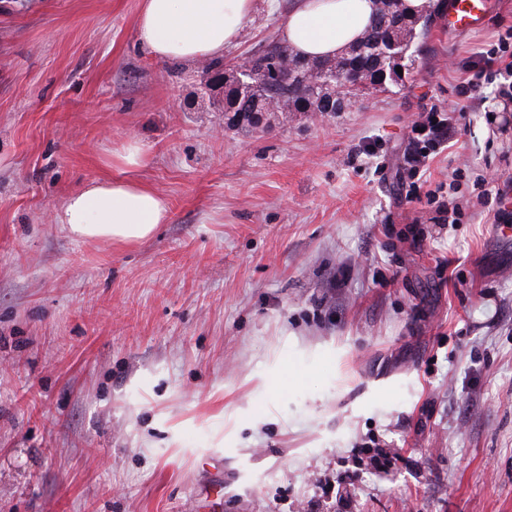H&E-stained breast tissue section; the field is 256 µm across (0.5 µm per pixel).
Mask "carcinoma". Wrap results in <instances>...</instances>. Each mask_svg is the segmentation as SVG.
I'll return each mask as SVG.
<instances>
[{
  "label": "carcinoma",
  "mask_w": 512,
  "mask_h": 512,
  "mask_svg": "<svg viewBox=\"0 0 512 512\" xmlns=\"http://www.w3.org/2000/svg\"><path fill=\"white\" fill-rule=\"evenodd\" d=\"M432 14H411L404 0H380V7L363 39L342 55L329 60H305L271 37L250 56L259 87L239 91L238 74H224V110L255 127L264 115L305 112L307 106L336 97V111L386 89L399 80L402 65L415 39L426 35Z\"/></svg>",
  "instance_id": "carcinoma-1"
}]
</instances>
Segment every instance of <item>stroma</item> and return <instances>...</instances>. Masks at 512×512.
<instances>
[{
	"instance_id": "obj_1",
	"label": "stroma",
	"mask_w": 512,
	"mask_h": 512,
	"mask_svg": "<svg viewBox=\"0 0 512 512\" xmlns=\"http://www.w3.org/2000/svg\"><path fill=\"white\" fill-rule=\"evenodd\" d=\"M141 4L0 0V512H512V202L448 225L398 197L411 123L461 108L512 0L435 18L386 91L254 129L207 63L139 45ZM131 138L168 223L73 238L56 212ZM463 165L512 178L502 114L466 110L427 189ZM488 0H451L445 15L448 32H467L480 28L488 11Z\"/></svg>"
}]
</instances>
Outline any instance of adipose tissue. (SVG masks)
I'll return each instance as SVG.
<instances>
[{
  "label": "adipose tissue",
  "instance_id": "adipose-tissue-1",
  "mask_svg": "<svg viewBox=\"0 0 512 512\" xmlns=\"http://www.w3.org/2000/svg\"><path fill=\"white\" fill-rule=\"evenodd\" d=\"M378 8L379 0H292L279 34L302 58H333L363 38ZM255 9L256 0H142L136 37L155 58L195 63L223 56ZM117 163L123 176L84 183L56 212L73 237L131 244L168 222L165 197L131 176L146 163L141 144L128 140Z\"/></svg>",
  "mask_w": 512,
  "mask_h": 512
}]
</instances>
